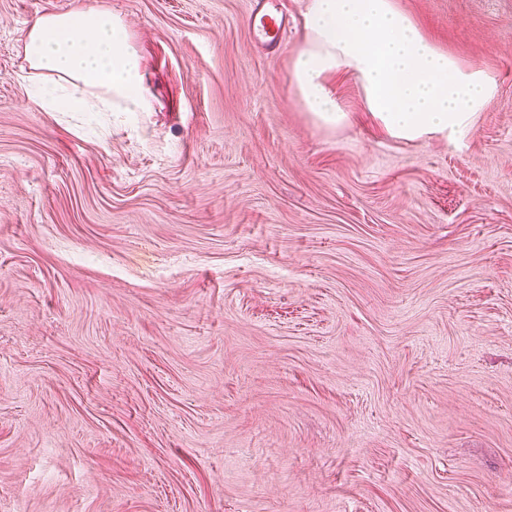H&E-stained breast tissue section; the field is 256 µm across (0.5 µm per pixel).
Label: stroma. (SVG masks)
Instances as JSON below:
<instances>
[{"mask_svg":"<svg viewBox=\"0 0 512 512\" xmlns=\"http://www.w3.org/2000/svg\"><path fill=\"white\" fill-rule=\"evenodd\" d=\"M152 109L27 100L0 0V512H512V0H394L497 93L461 145L290 89L250 0H94Z\"/></svg>","mask_w":512,"mask_h":512,"instance_id":"1","label":"stroma"}]
</instances>
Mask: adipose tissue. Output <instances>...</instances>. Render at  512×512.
Instances as JSON below:
<instances>
[{
    "label": "adipose tissue",
    "mask_w": 512,
    "mask_h": 512,
    "mask_svg": "<svg viewBox=\"0 0 512 512\" xmlns=\"http://www.w3.org/2000/svg\"><path fill=\"white\" fill-rule=\"evenodd\" d=\"M24 55L43 75L39 82L19 77L39 109L130 118L151 109L142 59L109 10L78 6L35 16ZM333 75L353 77L377 127L403 141L461 144L497 91L490 74L438 50L393 0H309L305 40L293 54V89L326 128L350 119L329 89Z\"/></svg>",
    "instance_id": "obj_1"
}]
</instances>
